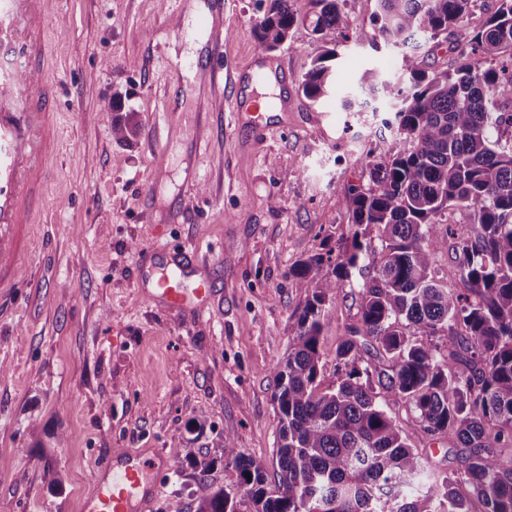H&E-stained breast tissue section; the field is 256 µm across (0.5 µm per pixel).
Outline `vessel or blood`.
<instances>
[{"instance_id": "b4317fda", "label": "vessel or blood", "mask_w": 512, "mask_h": 512, "mask_svg": "<svg viewBox=\"0 0 512 512\" xmlns=\"http://www.w3.org/2000/svg\"><path fill=\"white\" fill-rule=\"evenodd\" d=\"M224 0L193 11L190 0L176 10L177 37L201 35L204 55L189 60L210 94L238 99L248 75L225 68ZM48 0H0V288L25 256V226L31 223L60 141L55 92L48 77L50 46L43 29ZM157 295L168 307H184L188 296L207 300L208 285L193 293L158 281ZM170 468L163 454L150 459L128 451L102 459L94 492L83 512H152L161 476Z\"/></svg>"}]
</instances>
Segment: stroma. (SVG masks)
Listing matches in <instances>:
<instances>
[{
    "label": "stroma",
    "mask_w": 512,
    "mask_h": 512,
    "mask_svg": "<svg viewBox=\"0 0 512 512\" xmlns=\"http://www.w3.org/2000/svg\"><path fill=\"white\" fill-rule=\"evenodd\" d=\"M267 4L230 0L224 15L225 65L265 54L288 71V126L259 142L230 105L209 111L182 66L199 49L173 32L176 0H50L62 138L28 256L0 290V512H81L99 460L121 449L180 462L153 512H196L202 471L251 512L232 456H276L273 367L306 299L289 271L352 233L344 188L367 185L369 161L399 149L382 121L406 84L402 48L373 36L377 0H339L350 28L317 35L311 0H292L297 22L269 53L254 35ZM498 6L471 0L462 24L418 37L421 68L453 70ZM326 47L337 53L334 87L312 102L300 84ZM369 69L386 79L372 96L361 89ZM126 112L137 133L121 143L112 121ZM157 246L194 251L183 280L211 287L205 308H167L138 281ZM358 307L347 285L327 308L323 384ZM389 412L431 470L457 467L454 440L429 443L405 406Z\"/></svg>",
    "instance_id": "35a3bbf8"
}]
</instances>
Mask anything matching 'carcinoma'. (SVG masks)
Returning <instances> with one entry per match:
<instances>
[{
	"instance_id": "carcinoma-1",
	"label": "carcinoma",
	"mask_w": 512,
	"mask_h": 512,
	"mask_svg": "<svg viewBox=\"0 0 512 512\" xmlns=\"http://www.w3.org/2000/svg\"><path fill=\"white\" fill-rule=\"evenodd\" d=\"M312 31L347 27L337 0H313ZM374 36L407 44L463 22L470 0H378ZM297 18L291 0H270L255 26L265 48L280 47ZM512 0L458 49L451 72L428 74L414 54L401 59L408 86L386 120L403 148L368 163L367 185L348 186L355 230L344 248L291 269L307 301L288 356L274 367L278 449L274 478L262 458L239 455L253 512H512ZM326 48L302 80L316 102L333 87ZM136 133L130 118L112 135ZM471 208L470 232L441 234L451 208ZM451 248L467 292L441 283L436 251ZM361 278L358 325L336 348V380L324 387L321 339L326 305ZM385 354L370 363L368 345ZM416 415L432 439L456 437L464 452L449 473L427 472L422 453L389 415ZM196 512H238L239 501L200 474Z\"/></svg>"
}]
</instances>
